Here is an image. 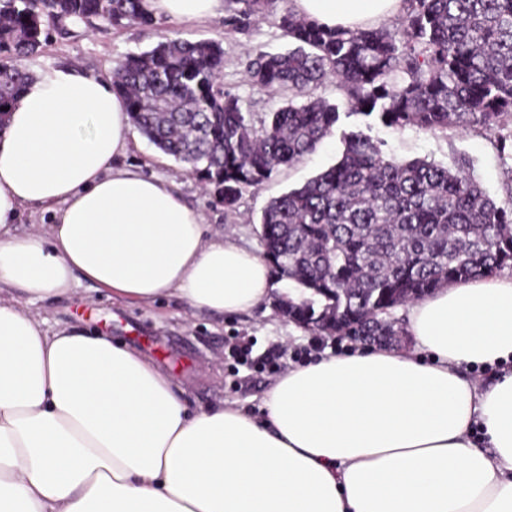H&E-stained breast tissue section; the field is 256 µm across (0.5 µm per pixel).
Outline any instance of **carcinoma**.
<instances>
[{"label": "carcinoma", "instance_id": "cac0c4a2", "mask_svg": "<svg viewBox=\"0 0 512 512\" xmlns=\"http://www.w3.org/2000/svg\"><path fill=\"white\" fill-rule=\"evenodd\" d=\"M224 11L227 31L270 17L292 44L249 65L255 87L288 93L259 125L224 90L219 40L163 34L112 74L134 128L224 210L332 133L338 108L316 95L330 77L353 113L394 129L479 126L512 160V0H404L400 19L358 30L277 0H225ZM95 22L153 27L157 18L144 0H0V131L32 78L23 60L50 30ZM260 224L266 261L294 288L295 320L324 336L356 326L390 342L402 334L395 308L512 268V198L497 204L465 162L451 171L400 161L363 133L344 138L334 165L271 199Z\"/></svg>", "mask_w": 512, "mask_h": 512}]
</instances>
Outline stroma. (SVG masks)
<instances>
[{
  "label": "stroma",
  "mask_w": 512,
  "mask_h": 512,
  "mask_svg": "<svg viewBox=\"0 0 512 512\" xmlns=\"http://www.w3.org/2000/svg\"><path fill=\"white\" fill-rule=\"evenodd\" d=\"M159 23L171 34L222 40L224 88L244 99V107L253 118L264 117L281 106L282 93L258 90L248 74L250 62L259 52L288 48L287 38L276 26L261 22L243 34L225 31L220 16L193 23L163 17ZM155 42L152 30L137 26H106L70 37L54 34L33 61L42 66L68 65L93 74H108L125 55L147 50ZM320 94L337 105L341 114L332 135L296 166L280 168L263 187L245 192L234 210L212 206L209 194L185 165L164 155L141 134H134L129 152L119 163L173 182L187 203L203 215L208 232L230 233L240 245L258 252L263 249L259 218L269 200L300 187L335 164L344 148V134L353 131L380 140L386 156L402 161L426 158L452 169L459 160H469L471 172L490 198L499 203L512 198V172L500 156L493 133L472 127H451L435 133L387 128L373 118L348 114L346 96L335 83H326ZM37 307L49 327L78 322L89 333L111 336L152 356L177 376L195 408L233 402L258 414L262 394L276 375L235 361L229 347L236 337H248L257 355L270 347H280L286 364L293 362L297 350L318 340L346 353L358 347L345 336L318 337L286 321L269 304L224 317L190 312L175 298L145 308L114 303L105 292L95 290L80 277L75 280L73 297L44 300Z\"/></svg>",
  "instance_id": "35a3bbf8"
}]
</instances>
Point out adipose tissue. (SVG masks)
I'll use <instances>...</instances> for the list:
<instances>
[{
	"mask_svg": "<svg viewBox=\"0 0 512 512\" xmlns=\"http://www.w3.org/2000/svg\"><path fill=\"white\" fill-rule=\"evenodd\" d=\"M214 17L224 0H145ZM354 30L403 0H292ZM131 122L108 78L36 69L0 130V512H512V277L459 281L410 309L417 349L327 350L275 379L255 416L190 409L150 356L34 301L83 277L112 300L244 312L265 259L206 236L161 177L119 166ZM53 224L12 229L22 209ZM492 371L480 386L472 369Z\"/></svg>",
	"mask_w": 512,
	"mask_h": 512,
	"instance_id": "adipose-tissue-1",
	"label": "adipose tissue"
}]
</instances>
